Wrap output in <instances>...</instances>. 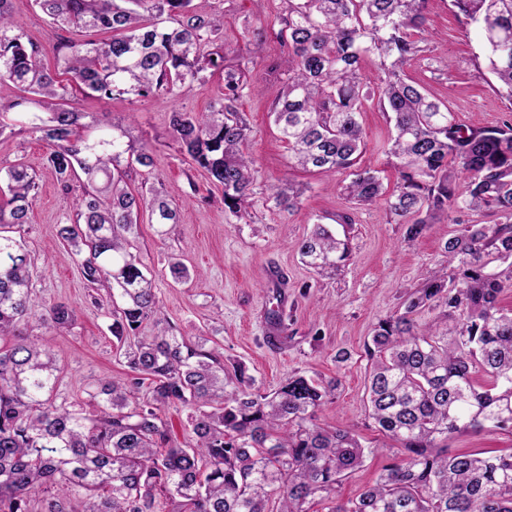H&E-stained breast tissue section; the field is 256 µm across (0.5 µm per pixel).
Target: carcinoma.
Returning a JSON list of instances; mask_svg holds the SVG:
<instances>
[{
    "label": "carcinoma",
    "instance_id": "1",
    "mask_svg": "<svg viewBox=\"0 0 512 512\" xmlns=\"http://www.w3.org/2000/svg\"><path fill=\"white\" fill-rule=\"evenodd\" d=\"M289 2L277 33L288 47L280 64L287 78L270 114L294 165L349 172L342 190L352 209L385 199L409 243L456 208L496 217L445 240L447 266L427 272L364 343L365 410L395 448L391 462L356 498L339 499L342 482L378 447L353 429L318 423L338 380L292 373L262 391L244 362L225 364L208 339L185 338L161 317L155 279L131 252V238L142 212L164 226L178 223V208L156 190L147 198L128 187L131 170L152 165L147 142L135 143L117 124H86L73 106L78 92L177 94L207 70L224 74L218 104L172 113L170 129L185 160L222 190L224 210L243 218L255 183L250 127L239 109L249 85L241 62L213 39L219 20L193 0H35L59 28L88 33L60 40V70L52 73L16 30L11 0H0V81L19 90L0 104V135L28 123L48 144L44 164L63 189L82 183L57 235L87 285L106 290L109 330L130 369L90 393L99 407L91 417L56 403L61 369L53 350L24 330L34 322L61 333L77 314L33 294V262L13 234L29 223L36 173L10 166L0 202V512H68L62 500L76 494L78 512H155L159 497L171 512H316L322 502L329 512H512V451L450 455L447 445L471 430L512 435V310L499 306L512 289V125H463L405 74L431 28L428 0ZM451 2L480 28L496 89L512 104V0ZM368 54L386 73L375 89L360 78ZM369 103L393 127L387 154L397 183L387 198L378 171L358 165L365 143L357 115ZM300 196L290 181L269 186L278 207L291 210ZM336 223L343 236L317 224L298 245L320 277L351 256L353 213ZM430 306L440 309L438 319L422 328L413 315ZM147 320L156 334L137 335ZM172 405L187 410L188 438L175 445L160 417Z\"/></svg>",
    "mask_w": 512,
    "mask_h": 512
}]
</instances>
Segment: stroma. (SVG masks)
Returning <instances> with one entry per match:
<instances>
[{
	"mask_svg": "<svg viewBox=\"0 0 512 512\" xmlns=\"http://www.w3.org/2000/svg\"><path fill=\"white\" fill-rule=\"evenodd\" d=\"M203 12L222 23L218 39L230 56L247 62V79L254 87L241 101L251 127L248 151L256 161L254 205L250 216L236 219L224 211V196L201 171L185 163L169 136L175 112H205L224 92V76H207L176 96L109 100L78 96L77 108L129 129L133 137L149 139L153 165L138 172L132 188L163 189L179 209V221L158 235L156 225L141 221L133 251L155 276L165 317L182 335L210 339L225 356L246 363L260 389L275 388L290 373L301 372L319 381L339 379L334 403L319 413L322 425L355 429L378 452L341 486L343 497L355 496L371 483L392 453L365 413L366 358L363 344L381 318L394 313L401 296L415 288L426 271L447 261L444 241L457 225L485 222L484 214L455 213L453 220L432 225L416 243L403 239L401 225L391 222L384 206L355 212L351 230L352 255L333 278L316 279L295 247L313 225L333 224L337 214L352 210L341 191L344 173L325 176L294 168L287 145L268 116L280 82L275 70L288 49L276 36L288 11L287 0H195ZM428 13L436 34L406 68L407 75L437 99L447 101L463 124L495 126L512 121V105L495 90V81L482 62L485 50L479 28L456 15L450 0H429ZM18 29L41 50L45 65L54 66L62 36L78 40V31L62 32L34 3L12 0ZM360 121L366 133L362 165L379 170L386 188L396 173L385 154L389 125L384 112L365 107ZM44 141L26 128L0 134V168L22 162L37 172L38 189L30 222L21 240L29 252L36 292L42 302H63L77 312L75 324L54 334L33 326L45 337L63 369L58 400L81 405L94 413L88 390L95 380L121 378L127 367L109 325L108 309L94 304L93 291L57 236V226L71 215L81 184L62 191L55 173L43 163ZM276 180L303 186L294 212L268 200L265 187ZM174 255L194 273L191 284L174 283L166 266ZM313 282L302 295L305 282ZM288 316L287 329L273 325L269 310ZM350 352L337 365V351Z\"/></svg>",
	"mask_w": 512,
	"mask_h": 512,
	"instance_id": "1",
	"label": "stroma"
}]
</instances>
